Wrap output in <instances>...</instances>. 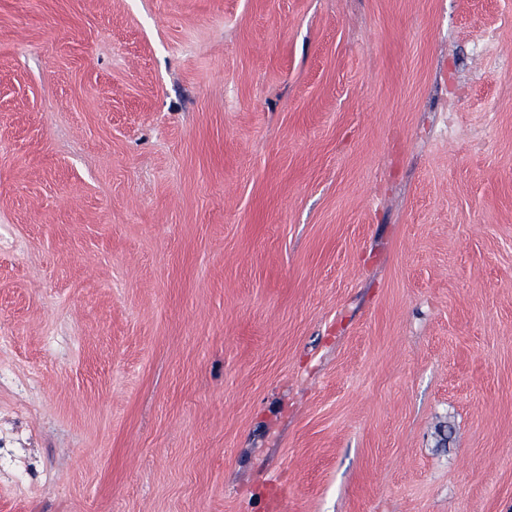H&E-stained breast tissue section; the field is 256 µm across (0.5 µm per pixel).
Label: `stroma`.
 I'll list each match as a JSON object with an SVG mask.
<instances>
[{
	"mask_svg": "<svg viewBox=\"0 0 512 512\" xmlns=\"http://www.w3.org/2000/svg\"><path fill=\"white\" fill-rule=\"evenodd\" d=\"M0 512H512V0H0Z\"/></svg>",
	"mask_w": 512,
	"mask_h": 512,
	"instance_id": "stroma-1",
	"label": "stroma"
}]
</instances>
